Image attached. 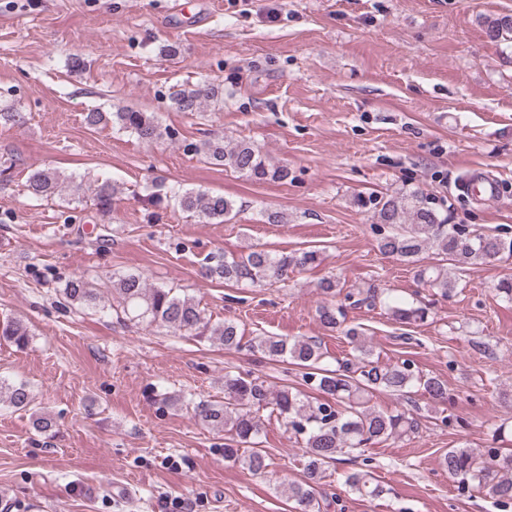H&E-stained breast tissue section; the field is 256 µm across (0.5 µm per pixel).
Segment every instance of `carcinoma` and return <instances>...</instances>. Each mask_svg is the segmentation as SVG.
<instances>
[{
    "label": "carcinoma",
    "mask_w": 512,
    "mask_h": 512,
    "mask_svg": "<svg viewBox=\"0 0 512 512\" xmlns=\"http://www.w3.org/2000/svg\"><path fill=\"white\" fill-rule=\"evenodd\" d=\"M489 36L512 41V14L482 18ZM170 106L179 112L193 115L210 106L224 104V89L214 82L185 83L169 94ZM85 123L96 128L112 124V128L132 134L143 142L168 139L176 141V132L160 124L154 112H143L121 106L112 112L94 110L85 115ZM183 150L201 156L207 163L229 169L253 181H281L288 178V169L275 166L249 140L224 143L205 139L183 145ZM64 179L51 168L30 172L28 191L36 198H50L62 191ZM119 194L115 184L103 182L93 189V200L101 209L111 208ZM168 202L182 211L210 224L233 220L238 210L233 200L222 194L203 190L174 189ZM358 206L373 214L378 227L389 232L378 240L379 251L418 268V276L441 296L455 290L456 281L448 277V266L484 264L512 259V238L494 233L470 230L460 224L448 223V216L435 206L433 198L422 190L413 189L357 198ZM435 255L437 263L422 265L423 255ZM320 253L315 249H299L276 253L264 248H252L246 255L224 258L204 268L208 278L224 280L226 285H262L274 280L285 281L288 273L315 267ZM322 294L336 298L340 304L327 303L319 307L320 322L329 328H339L346 320L347 306L374 308L383 305L393 320L400 324L426 322L430 308L421 301L385 296L379 289L344 288L340 279L329 277L318 284ZM61 295L66 301L99 312L115 310L121 318L135 324H158L183 336H205L219 341L226 350L242 347L243 336L232 320L211 323L199 303L176 292L174 288H158L147 284L137 273L112 277L106 290L94 287L82 277L68 281ZM356 355L337 362L334 369L322 366L325 353L321 343L313 338L288 340L277 336H260L249 347L271 361L291 360L305 369L304 385L318 396L287 387L273 391L259 376L224 372V401L209 403L194 401L181 394L164 396L161 403L180 405L193 412L204 424L222 429L228 435L224 459L246 467L253 473L267 468V455L258 447L262 422L258 412L270 410L304 443L307 478L290 482L284 493L297 512H320L316 485L326 477L327 470L341 455H350L381 440L403 438L419 430V421L410 411L387 412L370 405L375 392L385 391L403 399H411L417 388L434 402H448V386L438 376L423 374L414 361L404 359L384 363L374 357L371 347L356 327L345 330ZM19 349L29 346L28 327L16 319L0 323V341ZM31 394L26 383L0 377V407L22 410L30 406ZM448 474L458 480L461 488L487 491L499 506L512 505V452L490 448L485 452L467 445L448 449L442 456ZM344 483L362 497L377 498L383 493L380 484L358 471L345 475Z\"/></svg>",
    "instance_id": "1"
}]
</instances>
